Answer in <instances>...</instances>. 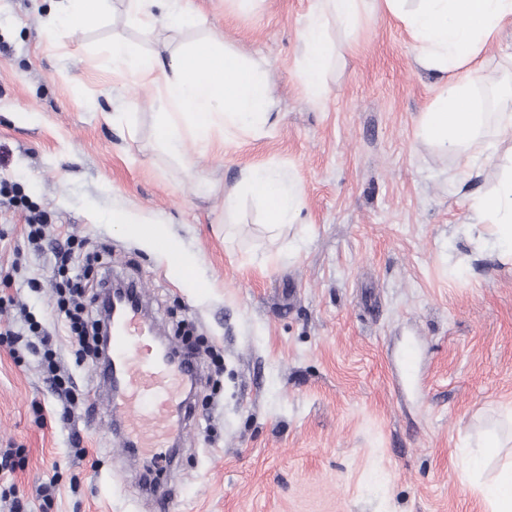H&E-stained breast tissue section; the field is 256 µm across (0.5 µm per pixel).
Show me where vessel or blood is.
<instances>
[{"label": "vessel or blood", "instance_id": "vessel-or-blood-1", "mask_svg": "<svg viewBox=\"0 0 512 512\" xmlns=\"http://www.w3.org/2000/svg\"><path fill=\"white\" fill-rule=\"evenodd\" d=\"M156 335L154 323L139 308L127 309L112 333L110 361L100 366L99 377L107 383L120 380L108 413L123 449L162 462L186 421L185 391L198 364L163 358L154 346Z\"/></svg>", "mask_w": 512, "mask_h": 512}]
</instances>
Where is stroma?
Returning a JSON list of instances; mask_svg holds the SVG:
<instances>
[{"mask_svg": "<svg viewBox=\"0 0 512 512\" xmlns=\"http://www.w3.org/2000/svg\"><path fill=\"white\" fill-rule=\"evenodd\" d=\"M311 5L187 0L197 26L147 33L111 0L70 36L45 27L50 0H0V182L44 213L50 239L98 251L76 272L142 283L159 328L182 321L205 342L168 512H485L462 457L485 433L512 434V266L468 229L499 169L417 137L443 78L390 16L332 33L328 93L313 99L298 75ZM212 33L264 61L280 120L227 148L186 141L188 168L158 143L155 89L113 73L107 49L122 39L167 57ZM254 164L301 182L297 223L269 230L250 196L225 212V189ZM115 211L161 222L195 280L110 223ZM54 263L29 244L24 212L0 207V269L15 279L0 326L27 308L75 389L50 388L36 337L0 345V451H23L0 473V512L15 499L27 512H154L141 477L155 465L118 459L96 362L78 358L56 309ZM411 342L408 384L397 361Z\"/></svg>", "mask_w": 512, "mask_h": 512, "instance_id": "35a3bbf8", "label": "stroma"}]
</instances>
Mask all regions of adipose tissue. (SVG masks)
<instances>
[{"label":"adipose tissue","instance_id":"adipose-tissue-1","mask_svg":"<svg viewBox=\"0 0 512 512\" xmlns=\"http://www.w3.org/2000/svg\"><path fill=\"white\" fill-rule=\"evenodd\" d=\"M129 3L132 21L146 31L159 25L184 28L196 23L185 0ZM108 9L109 0H63L45 24L74 34L94 26ZM380 11L403 24L421 66L447 76L419 117V138L471 161L500 158L501 144L512 142V55L505 59L506 87L497 92L493 111H485L476 91L483 83L485 49L499 42L504 28L512 25V0H313L298 33L305 48L298 71L310 93L320 97L327 92L325 75L335 57L329 26L349 37L356 33L365 13ZM109 57L113 71L157 91L163 107L157 138L174 157H181L188 139L207 147L220 132L224 145L229 146L232 131L259 136L274 124L273 91L263 64L228 50L220 36H208L167 61L116 40ZM500 160L497 186L478 198L474 208L481 225L489 227L504 262L511 263L512 157ZM243 194L262 202L269 227L293 224L299 217L303 187L275 169L260 165L242 168L238 181L224 193L225 211H233ZM111 221L163 252L178 254L184 276L192 275L193 259L182 254L174 240L163 237L158 225L135 222L122 212L113 213Z\"/></svg>","mask_w":512,"mask_h":512}]
</instances>
